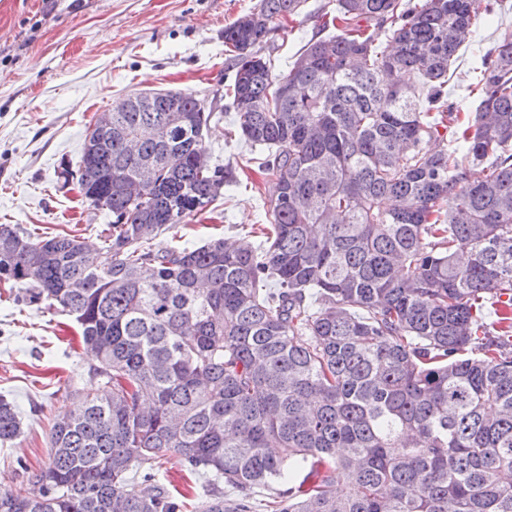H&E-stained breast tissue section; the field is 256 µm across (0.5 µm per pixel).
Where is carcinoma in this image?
Here are the masks:
<instances>
[{
    "mask_svg": "<svg viewBox=\"0 0 512 512\" xmlns=\"http://www.w3.org/2000/svg\"><path fill=\"white\" fill-rule=\"evenodd\" d=\"M305 3L260 0L224 27V96L268 152L266 246L148 245L230 184L203 141L213 109L183 91L100 113L111 127L64 170L112 214L108 263L0 224V282L73 316L103 379L53 423L35 494L0 492V512H184L152 473L164 452L212 473L203 512H256L253 489L308 464L317 483L273 512H512V26L482 56L476 110L448 104L458 51L504 0H336L339 33L276 74L260 46ZM21 432L0 396V444Z\"/></svg>",
    "mask_w": 512,
    "mask_h": 512,
    "instance_id": "carcinoma-1",
    "label": "carcinoma"
}]
</instances>
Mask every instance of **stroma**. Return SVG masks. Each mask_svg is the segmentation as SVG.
I'll return each instance as SVG.
<instances>
[{
	"mask_svg": "<svg viewBox=\"0 0 512 512\" xmlns=\"http://www.w3.org/2000/svg\"><path fill=\"white\" fill-rule=\"evenodd\" d=\"M259 0H0V224L44 234L65 231L98 241L111 214L84 202L64 165H76L86 129L118 98L141 90L194 92L217 111L205 135L212 163L235 181L202 215L154 239L155 247L195 248L211 238L250 243L264 223L267 179L259 163L244 164L246 144L224 111L232 74L224 28ZM333 0H307L290 18L295 36L271 33L261 48L285 72L307 42L326 38L322 15ZM481 65L478 46L464 47L448 94L456 110L473 111L467 90ZM19 288L0 284V395L12 401L22 434L0 444V490L28 495L26 469L48 461V436L60 413L97 389V361L72 317L47 303L19 301ZM155 471L173 495L188 493L189 512H202L204 478L187 477L185 461L168 452Z\"/></svg>",
	"mask_w": 512,
	"mask_h": 512,
	"instance_id": "35a3bbf8",
	"label": "stroma"
}]
</instances>
